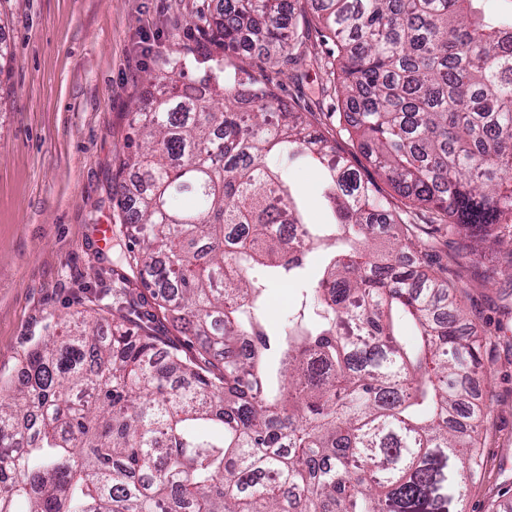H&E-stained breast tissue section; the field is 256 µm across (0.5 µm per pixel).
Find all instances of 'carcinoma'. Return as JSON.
I'll return each mask as SVG.
<instances>
[{
    "label": "carcinoma",
    "mask_w": 512,
    "mask_h": 512,
    "mask_svg": "<svg viewBox=\"0 0 512 512\" xmlns=\"http://www.w3.org/2000/svg\"><path fill=\"white\" fill-rule=\"evenodd\" d=\"M338 124L404 206L267 83L196 78L133 113L112 198L131 238L112 334L81 313L0 393V512H462L482 338L424 248L425 208L512 260V0H314ZM285 0H224L195 32L298 66ZM270 156L321 170L305 221ZM300 224L291 239L281 227ZM316 285L277 332L268 283ZM414 326L416 342L399 332Z\"/></svg>",
    "instance_id": "carcinoma-1"
}]
</instances>
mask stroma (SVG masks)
Masks as SVG:
<instances>
[{
  "label": "stroma",
  "mask_w": 512,
  "mask_h": 512,
  "mask_svg": "<svg viewBox=\"0 0 512 512\" xmlns=\"http://www.w3.org/2000/svg\"><path fill=\"white\" fill-rule=\"evenodd\" d=\"M287 3L309 27L305 65L278 72L253 49L226 55L224 68L271 78L279 98L332 129L344 109L323 91L332 44L310 24L312 0ZM201 10L221 13L224 0H0V385L17 381L27 354L77 312L96 309L109 332L124 243L101 246L98 230L115 221L116 158L137 105L163 90L171 57L198 71L190 26ZM288 176L310 223H323L318 169L296 162ZM434 242L444 278L465 291L466 329L485 339L474 388L487 407L482 465L463 508L512 512V267L467 254L460 235Z\"/></svg>",
  "instance_id": "obj_1"
}]
</instances>
